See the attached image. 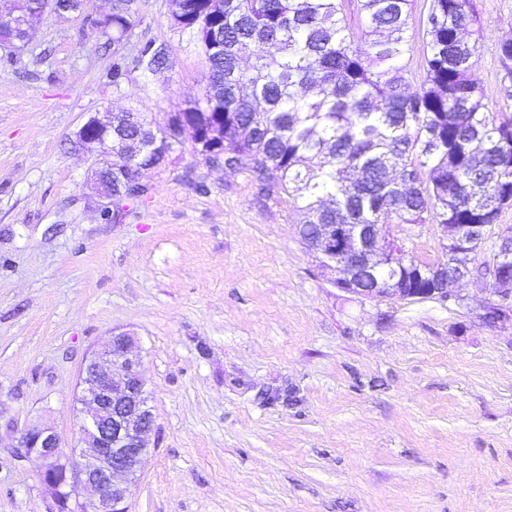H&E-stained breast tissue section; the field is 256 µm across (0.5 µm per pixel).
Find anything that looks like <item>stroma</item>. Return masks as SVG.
Wrapping results in <instances>:
<instances>
[{"instance_id":"35a3bbf8","label":"stroma","mask_w":512,"mask_h":512,"mask_svg":"<svg viewBox=\"0 0 512 512\" xmlns=\"http://www.w3.org/2000/svg\"><path fill=\"white\" fill-rule=\"evenodd\" d=\"M474 3L472 74L487 111L512 117L497 57L512 0ZM428 5L414 0L401 60L414 84ZM132 8L118 43L90 0L0 48V512H45L41 461L11 446L38 423L75 445L81 369L118 332L140 339L155 419L128 512H512V323L482 320L485 279L460 282L461 305L346 293L302 243L301 211L189 140L145 172L147 196L103 213L78 129L127 108L164 125L208 72L169 0ZM150 39L169 56L145 74ZM390 230L445 261L435 226Z\"/></svg>"}]
</instances>
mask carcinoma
Listing matches in <instances>:
<instances>
[{
    "label": "carcinoma",
    "instance_id": "obj_1",
    "mask_svg": "<svg viewBox=\"0 0 512 512\" xmlns=\"http://www.w3.org/2000/svg\"><path fill=\"white\" fill-rule=\"evenodd\" d=\"M369 29L355 42L339 0H182L181 29L199 33L208 81L201 98L170 124L224 127V143L196 154L250 175L257 194L288 198L308 224H491L512 201V120L485 111L471 77L479 38L472 0H430L423 82L409 85L400 60L412 0H359ZM134 27L130 8L104 34L119 42ZM256 56L253 69L244 58ZM167 53L143 45L136 67L154 72ZM503 99L512 102V42L499 46ZM182 142L155 138L150 164ZM134 173L112 171L129 199L148 194ZM426 261L403 248L385 273L410 278Z\"/></svg>",
    "mask_w": 512,
    "mask_h": 512
}]
</instances>
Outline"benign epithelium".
I'll use <instances>...</instances> for the list:
<instances>
[{
    "label": "benign epithelium",
    "instance_id": "benign-epithelium-1",
    "mask_svg": "<svg viewBox=\"0 0 512 512\" xmlns=\"http://www.w3.org/2000/svg\"><path fill=\"white\" fill-rule=\"evenodd\" d=\"M12 0H0V46L20 48L28 44L35 23L32 18L43 11L71 10L56 0H25L21 13L9 6ZM203 147L214 148L221 134L217 130H198L184 123L177 130L166 129L182 136L186 131ZM82 149L103 157L102 166L94 172V188L98 195L113 200L112 191L104 185L107 170L132 167L143 153L137 139H126L120 149L112 148V111L97 112L85 121L76 133ZM442 245L448 257L456 258L470 238L467 224L438 225ZM387 225L356 227L351 224H320L312 239L311 251L334 259L322 268L336 274L335 281L350 294L367 298L397 296L409 298L405 289L390 278L380 276L377 264L380 255L396 254L394 241L387 239ZM501 247L490 263V269L509 261L511 252L502 245L512 242V227L498 233ZM435 288H425L417 297L425 300H458L456 283L469 275L468 269L456 264L454 274L448 265H434ZM493 300L481 305L483 318L493 324L512 322V289L495 283L490 289ZM136 339L128 333L111 337L108 346L95 352L82 370L81 393L78 403L81 424L79 437L72 453L64 451L57 431L49 426H30L17 438L18 458L23 461L34 454L44 461L40 479L52 494L46 512H70V500L87 492L86 512H127L125 502L132 494L137 473L148 454L147 436L154 427V416L147 380L135 353Z\"/></svg>",
    "mask_w": 512,
    "mask_h": 512
}]
</instances>
